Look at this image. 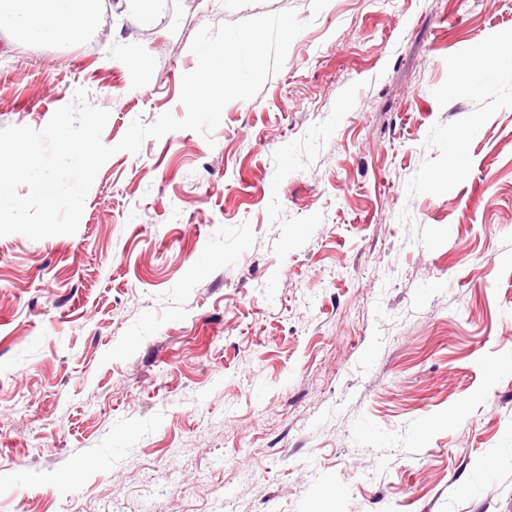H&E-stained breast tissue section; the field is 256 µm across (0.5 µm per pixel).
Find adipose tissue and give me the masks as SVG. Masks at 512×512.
Segmentation results:
<instances>
[{"label":"adipose tissue","mask_w":512,"mask_h":512,"mask_svg":"<svg viewBox=\"0 0 512 512\" xmlns=\"http://www.w3.org/2000/svg\"><path fill=\"white\" fill-rule=\"evenodd\" d=\"M106 0H0V34L25 43L68 44L106 24Z\"/></svg>","instance_id":"1"}]
</instances>
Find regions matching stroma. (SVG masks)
I'll return each mask as SVG.
<instances>
[{"instance_id":"obj_1","label":"stroma","mask_w":512,"mask_h":512,"mask_svg":"<svg viewBox=\"0 0 512 512\" xmlns=\"http://www.w3.org/2000/svg\"><path fill=\"white\" fill-rule=\"evenodd\" d=\"M304 29L211 138L0 236V512H512V0H112L0 40V129L181 118L204 26ZM470 135L461 153L449 143Z\"/></svg>"}]
</instances>
